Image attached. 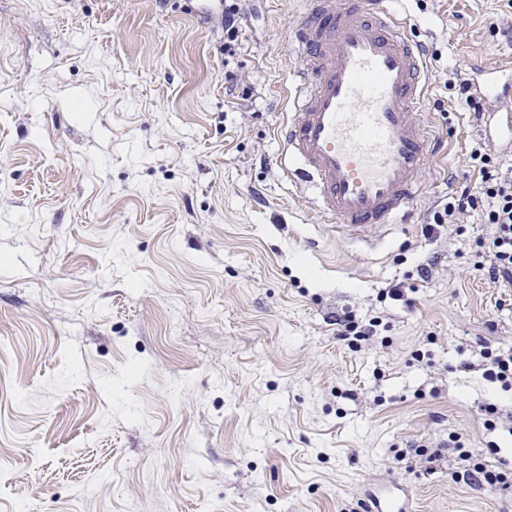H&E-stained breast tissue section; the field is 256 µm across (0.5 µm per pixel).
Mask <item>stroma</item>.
<instances>
[{
  "label": "stroma",
  "instance_id": "stroma-1",
  "mask_svg": "<svg viewBox=\"0 0 512 512\" xmlns=\"http://www.w3.org/2000/svg\"><path fill=\"white\" fill-rule=\"evenodd\" d=\"M235 2L228 56L182 0H0V512H512L410 453L512 448V391L460 369L512 344V292L444 213L472 149L512 166L458 92L512 0L400 4L436 148L414 223L352 240L280 166L305 0ZM347 313L380 321L356 349Z\"/></svg>",
  "mask_w": 512,
  "mask_h": 512
}]
</instances>
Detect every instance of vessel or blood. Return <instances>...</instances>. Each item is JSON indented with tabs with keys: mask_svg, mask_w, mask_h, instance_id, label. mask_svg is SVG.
<instances>
[{
	"mask_svg": "<svg viewBox=\"0 0 512 512\" xmlns=\"http://www.w3.org/2000/svg\"><path fill=\"white\" fill-rule=\"evenodd\" d=\"M291 34L301 91L278 130L330 231L405 223L422 191L432 132L418 110L429 88L425 52L388 0H306ZM484 99L512 94V63L482 68ZM488 139L512 140V112L489 113Z\"/></svg>",
	"mask_w": 512,
	"mask_h": 512,
	"instance_id": "b4317fda",
	"label": "vessel or blood"
}]
</instances>
